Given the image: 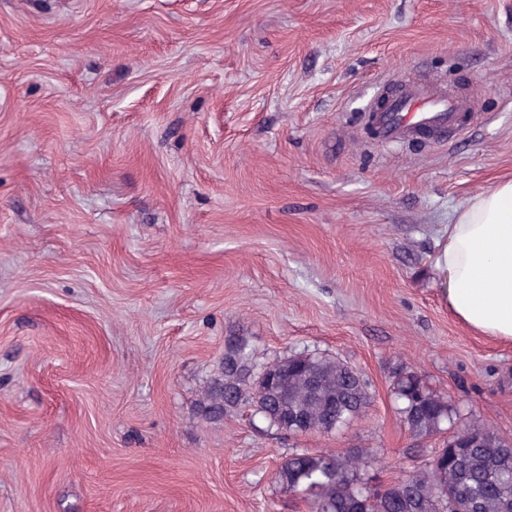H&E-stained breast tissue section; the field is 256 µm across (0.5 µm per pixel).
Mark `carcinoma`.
I'll list each match as a JSON object with an SVG mask.
<instances>
[{"mask_svg": "<svg viewBox=\"0 0 512 512\" xmlns=\"http://www.w3.org/2000/svg\"><path fill=\"white\" fill-rule=\"evenodd\" d=\"M254 350L229 339L196 404L212 424L245 407L269 427L294 435L331 433L349 425L370 405L367 382L339 358L295 353L256 369ZM397 411L411 434L448 433L425 468L373 489L369 470L378 457L369 449L345 454L300 449L280 465L282 488L309 500L311 512H512V440L488 425L458 427L461 414L416 371L398 366L392 375Z\"/></svg>", "mask_w": 512, "mask_h": 512, "instance_id": "carcinoma-1", "label": "carcinoma"}]
</instances>
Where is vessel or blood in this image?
Returning a JSON list of instances; mask_svg holds the SVG:
<instances>
[{
	"label": "vessel or blood",
	"mask_w": 512,
	"mask_h": 512,
	"mask_svg": "<svg viewBox=\"0 0 512 512\" xmlns=\"http://www.w3.org/2000/svg\"><path fill=\"white\" fill-rule=\"evenodd\" d=\"M471 102L451 89L429 83H409L373 115L385 141L423 136L440 140L464 130L463 117Z\"/></svg>",
	"instance_id": "obj_1"
}]
</instances>
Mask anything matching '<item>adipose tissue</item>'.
<instances>
[{
  "mask_svg": "<svg viewBox=\"0 0 512 512\" xmlns=\"http://www.w3.org/2000/svg\"><path fill=\"white\" fill-rule=\"evenodd\" d=\"M436 285L458 320L512 341V181L470 196L447 227Z\"/></svg>",
  "mask_w": 512,
  "mask_h": 512,
  "instance_id": "ef3b65f1",
  "label": "adipose tissue"
}]
</instances>
